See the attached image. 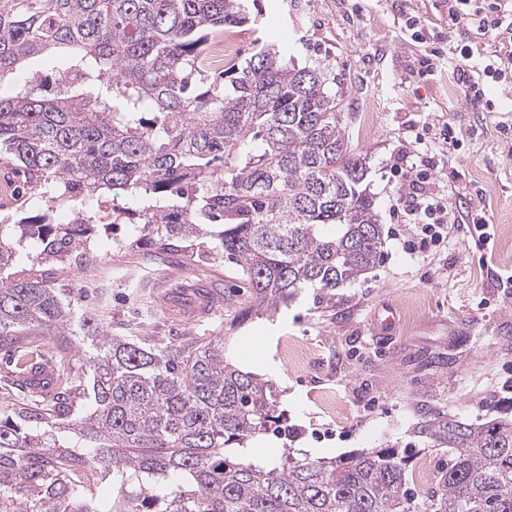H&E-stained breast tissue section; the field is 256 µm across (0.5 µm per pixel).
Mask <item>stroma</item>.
Returning <instances> with one entry per match:
<instances>
[{
  "mask_svg": "<svg viewBox=\"0 0 512 512\" xmlns=\"http://www.w3.org/2000/svg\"><path fill=\"white\" fill-rule=\"evenodd\" d=\"M404 0H252L251 23L237 28L241 57L256 37L287 46L295 63L327 64L352 152L369 168L367 189L385 234L382 259L364 278L325 294L305 289L272 317L248 315L251 288L229 262H204L196 273L224 276L222 317L181 326L151 308L139 288L148 276L183 283L179 264L129 248L117 229L92 244V274L63 273L61 285L85 279L106 289L113 335L200 336L223 327L226 357L262 375L278 393L277 410L294 438L264 436L254 453L284 447L312 458L397 448L417 503L428 502L448 465L444 450L417 432L434 417L476 421L512 417V96L491 89L493 111L466 103L451 65L424 78L425 47L404 25ZM451 121L459 149L432 171L427 190L470 207L490 224L485 244L457 225L447 245L416 258L391 232L399 190L388 179L402 158L406 131ZM392 309L391 336L376 334L374 317Z\"/></svg>",
  "mask_w": 512,
  "mask_h": 512,
  "instance_id": "35a3bbf8",
  "label": "stroma"
}]
</instances>
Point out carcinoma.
Wrapping results in <instances>:
<instances>
[{
    "label": "carcinoma",
    "mask_w": 512,
    "mask_h": 512,
    "mask_svg": "<svg viewBox=\"0 0 512 512\" xmlns=\"http://www.w3.org/2000/svg\"><path fill=\"white\" fill-rule=\"evenodd\" d=\"M248 0H0V152L46 207L0 224V346L16 399L0 404V512H415L404 456L339 458L250 443L279 427L273 385L208 336H113L86 288L100 230L130 225L158 256L228 258L275 310L304 288L353 283L378 263L382 225L319 63L261 43L215 74L207 45L251 21ZM71 203L67 224L54 205ZM40 249L41 269L19 252ZM30 328L56 337L17 341ZM47 362L52 390L24 376ZM448 449L426 512H512V419L434 418Z\"/></svg>",
    "instance_id": "cac0c4a2"
}]
</instances>
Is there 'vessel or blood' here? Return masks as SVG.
<instances>
[{"label": "vessel or blood", "mask_w": 512, "mask_h": 512, "mask_svg": "<svg viewBox=\"0 0 512 512\" xmlns=\"http://www.w3.org/2000/svg\"><path fill=\"white\" fill-rule=\"evenodd\" d=\"M141 286L152 304L159 306L182 324L193 325L209 317L224 301V281L216 275L200 276L193 295L184 301L175 299L162 278H146Z\"/></svg>", "instance_id": "vessel-or-blood-1"}]
</instances>
